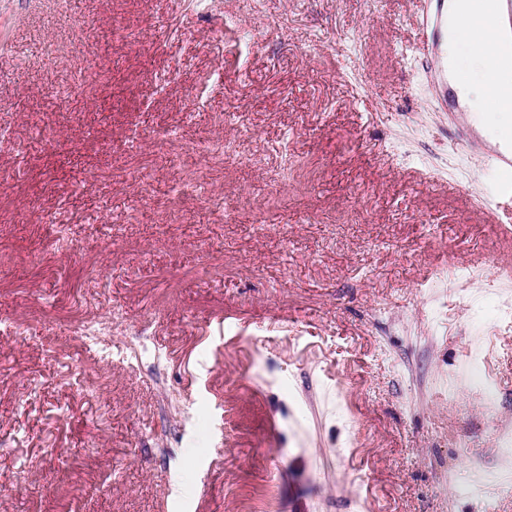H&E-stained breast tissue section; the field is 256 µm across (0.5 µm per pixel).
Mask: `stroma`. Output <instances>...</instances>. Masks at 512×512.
I'll return each mask as SVG.
<instances>
[{
	"mask_svg": "<svg viewBox=\"0 0 512 512\" xmlns=\"http://www.w3.org/2000/svg\"><path fill=\"white\" fill-rule=\"evenodd\" d=\"M420 21L0 0V512H512V224ZM500 447L497 455L488 460L473 462L470 469L495 472L504 482L512 483V433L503 430L500 435Z\"/></svg>",
	"mask_w": 512,
	"mask_h": 512,
	"instance_id": "stroma-1",
	"label": "stroma"
}]
</instances>
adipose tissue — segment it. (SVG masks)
I'll return each instance as SVG.
<instances>
[{"label":"adipose tissue","mask_w":512,"mask_h":512,"mask_svg":"<svg viewBox=\"0 0 512 512\" xmlns=\"http://www.w3.org/2000/svg\"><path fill=\"white\" fill-rule=\"evenodd\" d=\"M492 40L491 28L485 20L448 36V68L464 74V97L468 100L474 120L485 136L499 142L503 132L512 130V109L498 107L491 101V89L485 81L487 48Z\"/></svg>","instance_id":"adipose-tissue-1"}]
</instances>
